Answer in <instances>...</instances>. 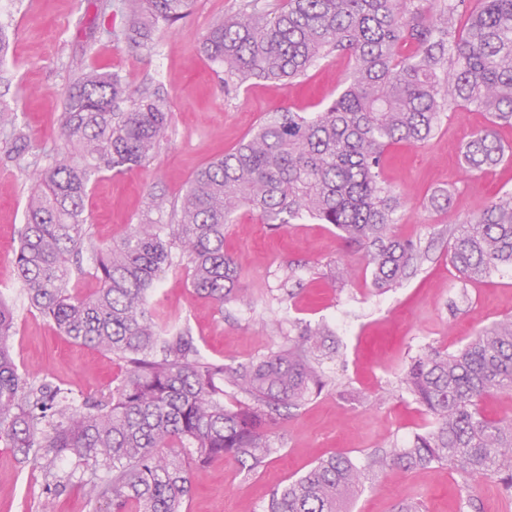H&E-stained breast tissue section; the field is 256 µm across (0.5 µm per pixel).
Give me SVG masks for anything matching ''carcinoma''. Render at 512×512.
<instances>
[{
	"mask_svg": "<svg viewBox=\"0 0 512 512\" xmlns=\"http://www.w3.org/2000/svg\"><path fill=\"white\" fill-rule=\"evenodd\" d=\"M194 0H121V32L146 50L152 34L187 17ZM205 55L225 81L294 80L331 53L353 60L336 99L316 112L271 113L237 148L198 170L174 224L146 216L115 244L92 242L86 199L104 172L144 166L171 123L161 98L130 91L117 74L80 72L65 93L62 144L37 151L14 113L0 107V145L32 187L16 254L17 280L32 307L73 343L125 365L116 386L75 404L43 380L23 382L9 345L14 313L0 301V439L21 460H44L53 489L74 459L90 497L114 512H183L191 467L232 457L252 470L282 410L332 386L322 368L326 329L306 328L288 348L228 367L200 355L189 328L152 307L160 273L183 272L218 307L237 299L239 270L224 253V228L246 206L278 229L309 217L332 225L362 252L375 287L417 271L421 246L394 234L399 196L383 177L388 150L429 141L459 106L512 125V0H282L272 12L240 11L213 24ZM509 160L492 130L473 136L462 167L482 172ZM451 263L466 280L512 266V193L448 229ZM88 276L96 288L74 282ZM401 386L431 426L406 448H375L357 465L345 452L317 461L275 489L265 512H347L367 475L448 464L462 484L460 512L476 508L473 484L493 478L512 498V422L484 402L512 388V320L476 333L453 353L413 357ZM242 395L224 404V388Z\"/></svg>",
	"mask_w": 512,
	"mask_h": 512,
	"instance_id": "1",
	"label": "carcinoma"
}]
</instances>
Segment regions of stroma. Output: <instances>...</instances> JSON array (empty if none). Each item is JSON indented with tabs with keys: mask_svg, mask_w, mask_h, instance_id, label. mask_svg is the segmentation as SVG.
Returning <instances> with one entry per match:
<instances>
[{
	"mask_svg": "<svg viewBox=\"0 0 512 512\" xmlns=\"http://www.w3.org/2000/svg\"><path fill=\"white\" fill-rule=\"evenodd\" d=\"M279 0H196L193 12L154 32L146 52L119 40L97 44L100 29L120 30L125 17L102 11L100 0H0V26L9 48L0 59V104L49 150L59 145L64 92L88 66L119 74L134 93L165 99L172 122L166 138L139 171L99 175L86 213L94 243L106 247L137 223L154 197L179 201L194 173L237 147L268 112H314L335 99L351 68L345 56L320 61L293 82L256 81L242 87L224 80L201 43L209 27L243 9L270 10ZM490 124L487 113L458 107L421 146L398 144L386 154L383 174L400 197L396 234L420 242L428 256L402 285L374 287L360 253L332 225L312 219L274 230L241 208L224 231V251L239 269L237 300L217 305L189 288L184 276H161L157 309L189 326L202 356L234 366L257 361L305 327L328 325L324 368L338 385L281 419L271 437L277 452L255 470L232 458L192 472L186 512H263L272 491L304 474L337 450L363 462L386 443L406 445L430 419L400 388L411 357L434 347L455 352L480 329L512 318V267L461 284L450 262L448 228L478 216L502 192L512 191V162L466 172L461 149ZM32 181L0 152V300L15 312L9 339L20 373L52 381L74 401L115 386L123 365L111 355L74 344L31 309L14 268L18 231ZM448 192L446 210L430 205ZM424 512H459L458 478L435 464L409 472L369 475L350 512H393L403 500ZM0 512H112L89 501L79 481L50 491L40 464L18 462L0 451Z\"/></svg>",
	"mask_w": 512,
	"mask_h": 512,
	"instance_id": "35a3bbf8",
	"label": "stroma"
}]
</instances>
